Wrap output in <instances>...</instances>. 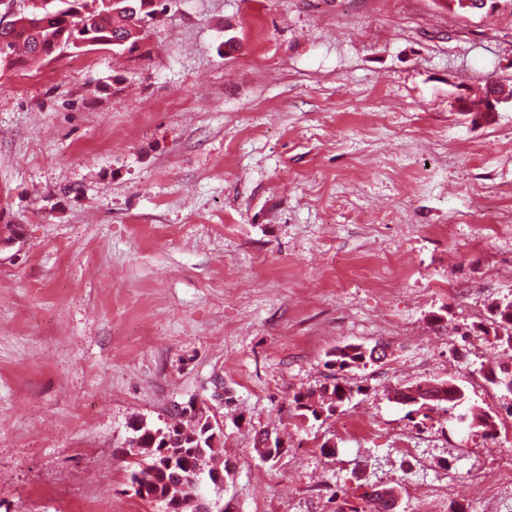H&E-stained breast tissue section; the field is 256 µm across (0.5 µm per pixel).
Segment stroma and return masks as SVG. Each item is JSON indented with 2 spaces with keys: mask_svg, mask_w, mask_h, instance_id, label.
Returning <instances> with one entry per match:
<instances>
[{
  "mask_svg": "<svg viewBox=\"0 0 512 512\" xmlns=\"http://www.w3.org/2000/svg\"><path fill=\"white\" fill-rule=\"evenodd\" d=\"M134 50L0 74V512H164L117 455L224 384L226 512H336L480 460L440 512H512V395L484 331L512 300V0H164ZM383 343L337 372L329 352ZM451 380L498 438L391 391ZM354 394L300 432L294 394ZM356 422L363 433L343 431ZM284 452L261 461L255 432ZM407 436L431 467L394 451ZM493 90H496L499 93H504L505 92V90L502 87H500V86L496 87L495 84H492L490 82L486 86V89H485V92H484V96L480 100V102L478 104H475V103L471 102V107L475 111V112H472V113L481 112L483 110L482 113L479 114L477 117H473L472 116V120L473 121L481 122V121L489 120L490 118L495 116V114L498 112V106L500 104L506 103V102H509V101L511 102V98H507L504 95H497V94L491 95L489 97L488 102H487L488 96H489V94ZM486 103H487V105H486ZM485 105H486V107H485Z\"/></svg>",
  "mask_w": 512,
  "mask_h": 512,
  "instance_id": "obj_1",
  "label": "stroma"
}]
</instances>
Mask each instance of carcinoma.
Segmentation results:
<instances>
[{"label": "carcinoma", "mask_w": 512, "mask_h": 512, "mask_svg": "<svg viewBox=\"0 0 512 512\" xmlns=\"http://www.w3.org/2000/svg\"><path fill=\"white\" fill-rule=\"evenodd\" d=\"M146 0H122V13L113 14L114 6L107 0H51L47 5L37 6L19 18L7 37L5 48L0 49V70H10L28 63L29 59L40 55L49 56L53 50V40L63 38L80 39L87 46H110L121 49L124 42L136 44L132 30L140 29L143 23L153 18L155 8L145 7ZM494 336L497 340L512 343V300L502 301L493 306ZM373 351L364 350L362 344H352L330 353L326 362L329 368L367 366L375 362ZM353 388L331 382L322 387L319 393H296L293 396V416L297 427L305 429V424L318 420V413L330 417L336 407L344 403L343 397H351ZM465 396L463 389L452 381H422L398 389L393 395L396 402L410 406L415 413L453 409L456 402ZM466 425L491 434L495 422L486 411L472 408ZM164 432L169 436L168 448L173 450L174 465H168L169 457L163 455L161 447L155 446L151 453L131 462L129 480L145 486V493L135 496L146 502L168 504V493L179 485L197 484L201 479L199 470L205 462L216 455L215 447L221 439V431L211 429L207 424H196L181 431H171L168 427H153L146 423L134 428L135 436L145 444L153 441L154 434ZM400 491L395 487L372 486L358 496L359 503L343 502L337 512H395Z\"/></svg>", "instance_id": "cac0c4a2"}]
</instances>
